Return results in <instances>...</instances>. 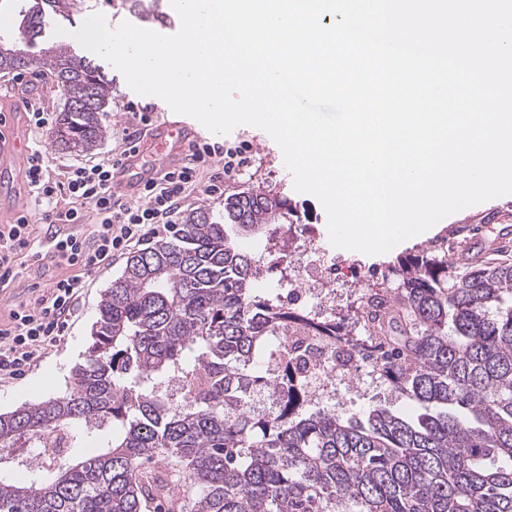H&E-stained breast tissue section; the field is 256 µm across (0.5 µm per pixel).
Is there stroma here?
I'll return each mask as SVG.
<instances>
[{
  "mask_svg": "<svg viewBox=\"0 0 512 512\" xmlns=\"http://www.w3.org/2000/svg\"><path fill=\"white\" fill-rule=\"evenodd\" d=\"M82 2L81 11L74 14L72 19L57 18V26L64 30L63 35L59 37L60 43H72L73 31L79 29L84 20L92 14H102L107 25L112 28L130 18L128 12L115 9L112 0ZM103 70L112 87L110 104L102 118L108 133L94 151L87 154L69 152L54 143L50 130L39 129L29 124L23 127L28 148L47 150L49 164L56 173H64L69 165L88 163L116 153L124 130L136 124L130 110L131 105L138 103L151 106L152 122L156 125L176 117L175 112L161 98L135 93L127 85L123 74L112 65H104ZM225 140L229 143L247 144L255 158L253 168L236 180L225 183V196L243 191H261L286 197L292 208L297 211L294 219L296 226L310 224L316 227L319 232L318 244L335 264L358 267L359 278L344 290L342 310L347 311L355 307L358 297L367 294L369 289L393 290L394 281L384 275V255H367L331 245L327 230V214L323 206L314 196L294 189L293 178L284 165L282 151L267 132L253 126L240 125L227 134ZM20 260L22 267L19 278L13 283L11 290L0 297L1 324L7 323L11 309L20 304L33 303L35 298L45 293L52 282L68 273L66 266L60 265L57 259L48 256L37 261L25 253L21 255ZM124 266V260L120 259L101 266L87 278L76 315L60 344L42 353L26 370L24 376L0 381V412L66 393L70 372L76 364L82 362L90 343L91 327L102 295L113 278L121 274Z\"/></svg>",
  "mask_w": 512,
  "mask_h": 512,
  "instance_id": "35a3bbf8",
  "label": "stroma"
}]
</instances>
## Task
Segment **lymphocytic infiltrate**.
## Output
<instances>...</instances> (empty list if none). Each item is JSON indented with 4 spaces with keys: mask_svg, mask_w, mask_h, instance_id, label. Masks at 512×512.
Segmentation results:
<instances>
[{
    "mask_svg": "<svg viewBox=\"0 0 512 512\" xmlns=\"http://www.w3.org/2000/svg\"><path fill=\"white\" fill-rule=\"evenodd\" d=\"M139 140L138 131H124L120 154L70 167L61 179L50 169L45 152L34 150L28 154L25 182L42 206V222L53 229L49 248L75 272L53 282L33 306L13 310L10 326L0 328V380L22 375L38 351L60 342L90 273L160 235L174 233L187 192L199 188L207 196L222 197L225 182L235 180L254 165L246 146L200 142L194 146L189 162L162 171L143 185L137 201L131 203L113 194L112 171L121 153L134 151ZM216 158L224 162L222 173L202 180V169ZM90 210L98 218L91 239L57 233V225L84 223ZM29 237L27 215L0 225L1 286L17 280V257L28 246Z\"/></svg>",
    "mask_w": 512,
    "mask_h": 512,
    "instance_id": "obj_1",
    "label": "lymphocytic infiltrate"
}]
</instances>
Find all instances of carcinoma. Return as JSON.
<instances>
[{"label":"carcinoma","mask_w":512,"mask_h":512,"mask_svg":"<svg viewBox=\"0 0 512 512\" xmlns=\"http://www.w3.org/2000/svg\"><path fill=\"white\" fill-rule=\"evenodd\" d=\"M76 0H32L17 35L0 40V70L48 74L65 95L52 133L90 153L111 86L63 44L26 47L46 12ZM163 0H120L145 21ZM287 199L224 198V215L189 212L180 232L130 256L104 291L85 357L65 395L0 413V447L99 445L30 484L0 478V512H512V257L458 268L421 244L396 257L391 298L368 319L378 377L410 413L373 401L324 407L296 389L277 412L251 397L294 381L255 367L268 337L293 320L354 341L331 315L287 314L256 294L259 257L238 239L288 222ZM182 383L179 404L168 393Z\"/></svg>","instance_id":"carcinoma-1"}]
</instances>
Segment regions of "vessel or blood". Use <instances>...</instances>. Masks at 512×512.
Wrapping results in <instances>:
<instances>
[{"instance_id": "obj_1", "label": "vessel or blood", "mask_w": 512, "mask_h": 512, "mask_svg": "<svg viewBox=\"0 0 512 512\" xmlns=\"http://www.w3.org/2000/svg\"><path fill=\"white\" fill-rule=\"evenodd\" d=\"M24 110L20 98L0 105V202L11 197L20 183L16 159L24 151V137L19 118ZM200 138L195 125L181 120L165 121L152 129L138 152L124 160L112 180V191L121 196L138 192L143 182L181 159ZM499 229L494 238H487L485 225L459 242L454 251L460 263H479L493 257L498 248L512 241V208L493 209Z\"/></svg>"}]
</instances>
